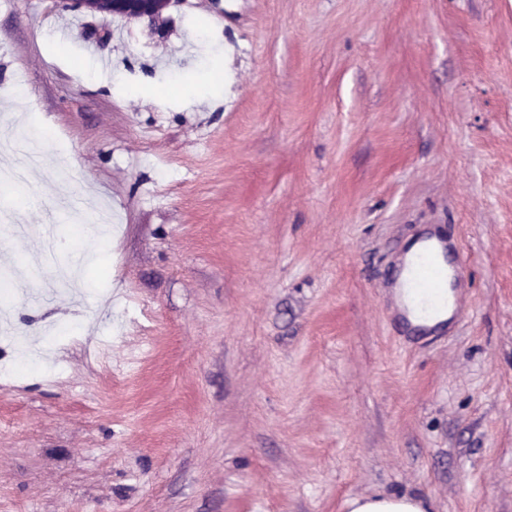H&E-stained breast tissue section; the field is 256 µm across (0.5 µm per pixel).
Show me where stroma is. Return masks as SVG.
Segmentation results:
<instances>
[{
	"label": "stroma",
	"mask_w": 512,
	"mask_h": 512,
	"mask_svg": "<svg viewBox=\"0 0 512 512\" xmlns=\"http://www.w3.org/2000/svg\"><path fill=\"white\" fill-rule=\"evenodd\" d=\"M16 120L56 140L0 182V512H512V0H6ZM429 228L466 312L418 332L393 284ZM66 9H79L98 15L102 20L112 16L128 19L147 20L155 25L163 13L180 0H59L55 1ZM350 512H427L422 500L408 496H364L348 503Z\"/></svg>",
	"instance_id": "obj_1"
}]
</instances>
